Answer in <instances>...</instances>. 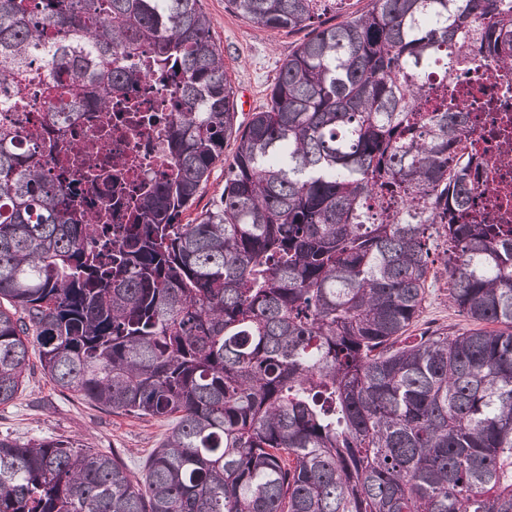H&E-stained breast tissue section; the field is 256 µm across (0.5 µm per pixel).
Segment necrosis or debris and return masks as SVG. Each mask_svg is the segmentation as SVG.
Masks as SVG:
<instances>
[{
  "instance_id": "1",
  "label": "necrosis or debris",
  "mask_w": 512,
  "mask_h": 512,
  "mask_svg": "<svg viewBox=\"0 0 512 512\" xmlns=\"http://www.w3.org/2000/svg\"><path fill=\"white\" fill-rule=\"evenodd\" d=\"M448 96L469 112L477 153L494 162L473 206L494 223L511 224L512 164H499L498 159L512 151V73L488 64L464 70L449 82ZM170 98L169 88L150 80L139 82L129 97H113V110L123 109L132 100L138 112L133 120H113L107 137L94 105L74 102L68 77L60 73L52 85L31 83L25 91V106L0 111V122L16 127L26 142L53 145L48 157L52 173L76 181L91 167H124V202L131 207L139 201L141 185L160 180L170 171L168 124L159 117Z\"/></svg>"
}]
</instances>
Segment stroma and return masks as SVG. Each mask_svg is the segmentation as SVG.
<instances>
[{"instance_id":"35a3bbf8","label":"stroma","mask_w":512,"mask_h":512,"mask_svg":"<svg viewBox=\"0 0 512 512\" xmlns=\"http://www.w3.org/2000/svg\"><path fill=\"white\" fill-rule=\"evenodd\" d=\"M213 21L212 37L224 53L227 76L236 90L239 122L266 102L285 58L305 39L302 31L270 30L238 16L226 0H200ZM412 334L424 329L464 331L471 323L448 302V282L432 278ZM171 427L170 421L116 415L61 390L31 356L15 399L0 405V436L30 440L80 439L94 450L115 454L134 475H141L150 454Z\"/></svg>"}]
</instances>
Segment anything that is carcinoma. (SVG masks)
<instances>
[{
    "label": "carcinoma",
    "instance_id": "cac0c4a2",
    "mask_svg": "<svg viewBox=\"0 0 512 512\" xmlns=\"http://www.w3.org/2000/svg\"><path fill=\"white\" fill-rule=\"evenodd\" d=\"M227 0L309 30L242 125L199 0H0V98L43 64L98 111L144 73L172 87L171 171L90 213L0 126V405L36 350L58 387L173 426L141 477L78 440L0 437V512H512V224L472 197L448 78L512 71V0ZM150 53L144 67L137 61ZM224 189L187 221L224 161ZM121 223H112V218ZM442 230L448 301L477 327L401 337ZM496 324L487 330L481 324Z\"/></svg>",
    "mask_w": 512,
    "mask_h": 512
}]
</instances>
